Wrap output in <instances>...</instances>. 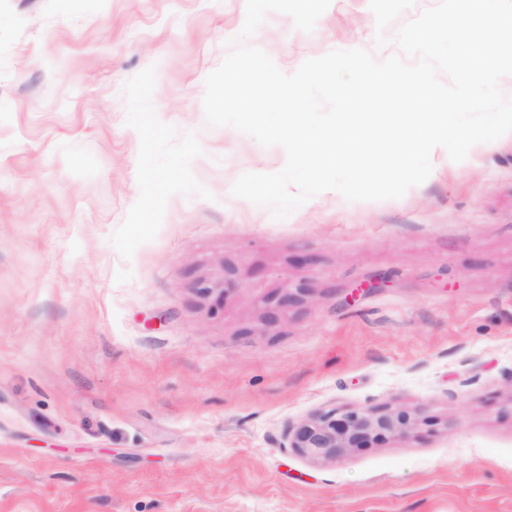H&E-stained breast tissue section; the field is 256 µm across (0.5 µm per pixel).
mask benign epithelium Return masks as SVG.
Instances as JSON below:
<instances>
[{"label":"benign epithelium","instance_id":"obj_1","mask_svg":"<svg viewBox=\"0 0 512 512\" xmlns=\"http://www.w3.org/2000/svg\"><path fill=\"white\" fill-rule=\"evenodd\" d=\"M420 424L403 407H344L317 411L288 428L290 445L315 463H335L371 444L406 437Z\"/></svg>","mask_w":512,"mask_h":512}]
</instances>
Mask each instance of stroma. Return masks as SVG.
<instances>
[{"mask_svg":"<svg viewBox=\"0 0 512 512\" xmlns=\"http://www.w3.org/2000/svg\"><path fill=\"white\" fill-rule=\"evenodd\" d=\"M245 0H0V512H512V134L403 198L234 197L203 110ZM369 0L268 14L285 73L382 59ZM388 283L351 297L371 276ZM422 423L330 464L331 407Z\"/></svg>","mask_w":512,"mask_h":512,"instance_id":"obj_1","label":"stroma"}]
</instances>
